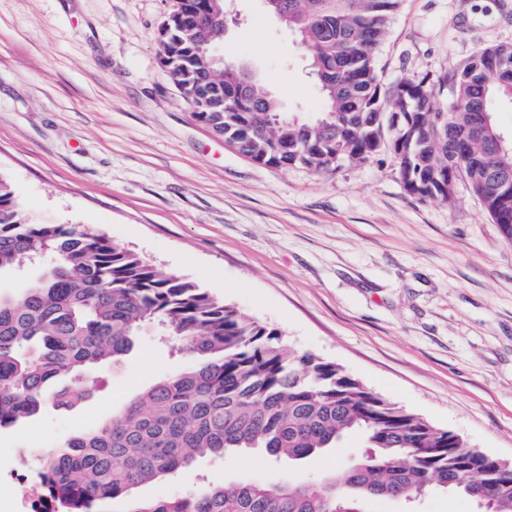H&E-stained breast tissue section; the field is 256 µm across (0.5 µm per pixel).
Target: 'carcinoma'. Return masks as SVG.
I'll return each instance as SVG.
<instances>
[{
  "label": "carcinoma",
  "instance_id": "carcinoma-1",
  "mask_svg": "<svg viewBox=\"0 0 512 512\" xmlns=\"http://www.w3.org/2000/svg\"><path fill=\"white\" fill-rule=\"evenodd\" d=\"M310 54L325 101L311 120L287 115L263 83L239 94V68L212 69L219 25L172 26L159 63L190 92L195 118L251 160L325 172L383 151L407 192L449 201L469 185L512 240V190L490 185L512 169V142L494 104L512 100V44L480 48L451 73L382 81L378 51L401 0H276ZM224 0H176L193 17ZM46 253L56 262L16 295H0V429L91 395L88 371L123 360L157 325L188 359L180 372L133 394L112 420L47 452L46 495L61 512H91L106 499L188 469L203 456L259 450L300 462L351 432L369 451L319 484L230 479L197 492L133 501L130 512H367L366 502L413 503L431 490L462 492L480 512H512V462L470 447L373 392L342 366L287 347L276 328L216 299L181 275L162 274L101 234L22 218L0 178V272Z\"/></svg>",
  "mask_w": 512,
  "mask_h": 512
}]
</instances>
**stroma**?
<instances>
[{
    "label": "stroma",
    "instance_id": "obj_1",
    "mask_svg": "<svg viewBox=\"0 0 512 512\" xmlns=\"http://www.w3.org/2000/svg\"><path fill=\"white\" fill-rule=\"evenodd\" d=\"M173 0H0V176L29 221L106 235L279 329L469 446L512 461V240L471 189L408 193L390 153L316 172L256 163L197 122L157 59ZM219 53L251 69L282 112L323 101L296 37L261 0H231ZM512 43V0H401L378 52L384 83L450 73ZM184 359L156 327L90 397L0 431V512L27 495L15 451H47L108 422ZM366 451L351 433L299 463L204 456L145 483L151 500L249 478L315 483Z\"/></svg>",
    "mask_w": 512,
    "mask_h": 512
}]
</instances>
